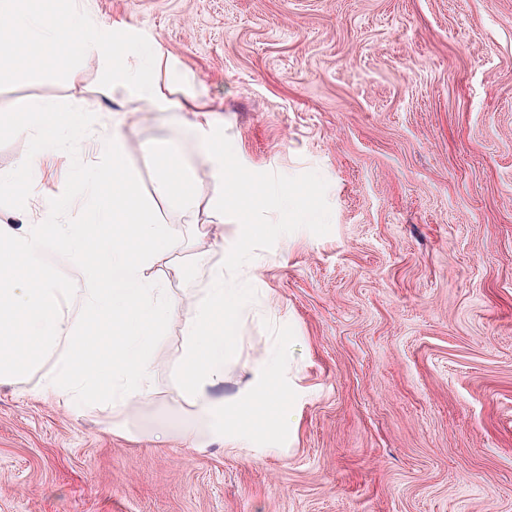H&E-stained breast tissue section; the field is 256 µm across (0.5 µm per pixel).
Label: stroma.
<instances>
[{"label":"stroma","instance_id":"obj_1","mask_svg":"<svg viewBox=\"0 0 512 512\" xmlns=\"http://www.w3.org/2000/svg\"><path fill=\"white\" fill-rule=\"evenodd\" d=\"M114 41L159 44L173 100L203 92L224 127L238 205L214 217L154 200L207 252L188 304L220 263L237 207L259 225L262 319L251 352L283 338L299 367L290 433L251 417L254 458L180 435L163 388L134 434L107 430L24 384L0 385V512H512V0H89ZM0 77V108L52 98L93 113L80 159L120 103L95 54L28 60ZM193 113H128L126 159L151 192L148 146L196 161ZM69 155L39 154L29 213L60 196ZM273 182L293 210L266 206ZM165 424V444L150 432Z\"/></svg>","mask_w":512,"mask_h":512}]
</instances>
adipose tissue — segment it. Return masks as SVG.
I'll list each match as a JSON object with an SVG mask.
<instances>
[{
    "mask_svg": "<svg viewBox=\"0 0 512 512\" xmlns=\"http://www.w3.org/2000/svg\"><path fill=\"white\" fill-rule=\"evenodd\" d=\"M0 28L22 31V45L0 42V65L14 58L19 50H29L32 58L56 60L60 56L79 59L85 55H106L112 63V79L107 94L120 102L135 101L150 112H172L177 102L169 98L160 81L170 73L168 60L157 43H116L106 24L97 20L83 0H46L41 12H25L20 0H0ZM186 111L196 113V139L203 162L215 185L210 209L223 216L225 201L239 194L240 178L224 174V129L212 121L209 104L199 96L186 99ZM160 163L152 182L156 198L194 211L199 203L191 190L197 176L185 162L167 165L168 151L155 153ZM255 237L252 225L236 226L227 247L225 265L211 267L206 288L194 296L182 314V336L177 360L167 369V379L176 392L184 417L182 436L193 448L221 444L227 448L252 447L256 432L249 419L258 404L282 413L287 392H275L280 380L283 355L272 349L259 355L247 354L236 322L253 302L250 280L230 282L225 266L248 257ZM246 363L249 379L235 394L218 396L216 389L226 374L239 363Z\"/></svg>",
    "mask_w": 512,
    "mask_h": 512,
    "instance_id": "obj_1",
    "label": "adipose tissue"
}]
</instances>
